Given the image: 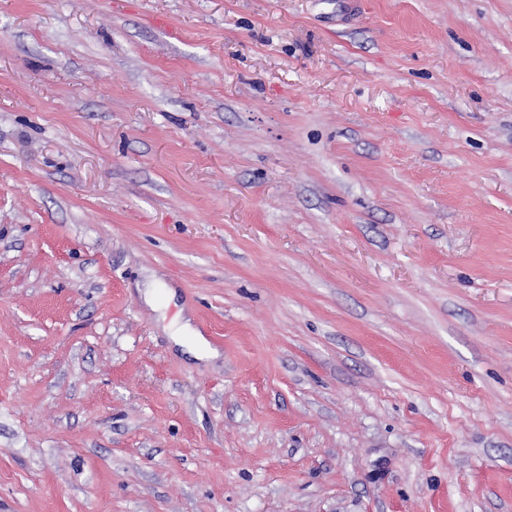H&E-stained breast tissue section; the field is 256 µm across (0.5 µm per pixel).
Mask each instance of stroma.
<instances>
[{
  "instance_id": "obj_1",
  "label": "stroma",
  "mask_w": 512,
  "mask_h": 512,
  "mask_svg": "<svg viewBox=\"0 0 512 512\" xmlns=\"http://www.w3.org/2000/svg\"><path fill=\"white\" fill-rule=\"evenodd\" d=\"M0 512H512V0H0ZM176 336L174 337V341L177 345L180 346H186V338L185 336H189L193 340L194 344V350L196 352H199L200 355L198 356L199 359H209V358H215L218 356V351L211 348L208 343L205 341V339L198 333L195 332L189 323V321H186L183 323L178 330L176 331ZM183 334H190V335H183Z\"/></svg>"
}]
</instances>
